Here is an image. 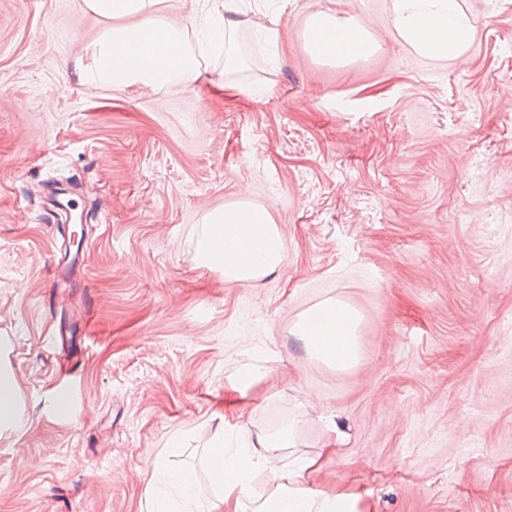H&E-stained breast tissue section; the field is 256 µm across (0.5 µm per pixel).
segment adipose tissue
<instances>
[{
	"instance_id": "obj_1",
	"label": "adipose tissue",
	"mask_w": 512,
	"mask_h": 512,
	"mask_svg": "<svg viewBox=\"0 0 512 512\" xmlns=\"http://www.w3.org/2000/svg\"><path fill=\"white\" fill-rule=\"evenodd\" d=\"M163 0H84L109 28L92 44L88 62L76 65L83 83L106 82L117 87L140 84L161 87L175 80L192 81L201 73V55L180 26L161 11ZM398 37L419 56L435 60L464 58L476 37V26L459 0H391ZM309 55L328 63L354 62L369 56L375 45L356 17L338 18L320 10L305 26ZM200 240L204 261L222 267L228 281H249L273 273L285 249L270 211L242 199L205 215ZM360 315L342 301L325 302L300 317L293 328L306 356L336 370L359 360ZM296 445L295 431L277 440L257 435L252 447L228 450L216 440L205 451L208 471L219 490L224 512H374L366 494L351 489L316 490L308 477L317 459L296 456L292 479H283L279 451ZM266 473L274 489L253 501L256 473Z\"/></svg>"
}]
</instances>
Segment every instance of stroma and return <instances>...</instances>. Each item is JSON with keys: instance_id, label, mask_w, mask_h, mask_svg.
Wrapping results in <instances>:
<instances>
[{"instance_id": "1", "label": "stroma", "mask_w": 512, "mask_h": 512, "mask_svg": "<svg viewBox=\"0 0 512 512\" xmlns=\"http://www.w3.org/2000/svg\"><path fill=\"white\" fill-rule=\"evenodd\" d=\"M462 61L420 57L390 0H288L277 43L200 84H82L107 24L83 0H0V337L21 419L0 434V512H150L155 464L218 491L204 450L231 381L261 363L230 447L295 425L316 489L376 512H512V0H460ZM357 17L368 58L305 50L315 11ZM260 85L262 97L208 90ZM248 198L279 268L228 282L203 216ZM361 315L346 371L305 356L299 315ZM69 411H59L62 395Z\"/></svg>"}]
</instances>
